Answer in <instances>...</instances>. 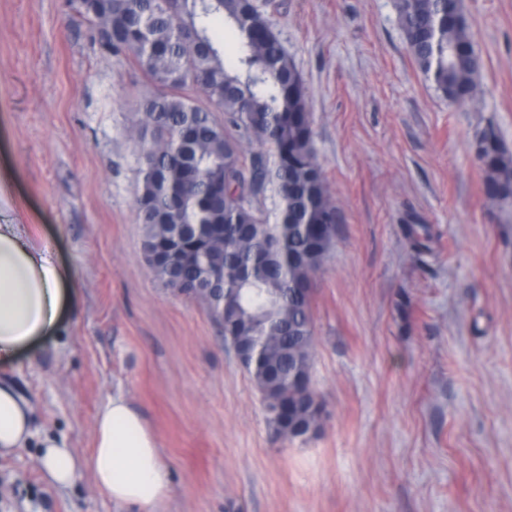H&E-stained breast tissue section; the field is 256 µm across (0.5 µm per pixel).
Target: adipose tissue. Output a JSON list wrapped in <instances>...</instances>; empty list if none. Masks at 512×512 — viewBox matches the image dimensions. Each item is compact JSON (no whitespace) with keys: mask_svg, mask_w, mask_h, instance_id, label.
I'll return each mask as SVG.
<instances>
[{"mask_svg":"<svg viewBox=\"0 0 512 512\" xmlns=\"http://www.w3.org/2000/svg\"><path fill=\"white\" fill-rule=\"evenodd\" d=\"M70 272L35 227L0 211V362L12 360L36 339L58 328L69 293ZM33 407L12 382H0V455L24 447L31 435ZM40 463L58 487L71 486L81 462L64 441L48 438ZM90 467L112 501L140 508L167 494V470L157 440L125 397L109 398L94 425Z\"/></svg>","mask_w":512,"mask_h":512,"instance_id":"1","label":"adipose tissue"}]
</instances>
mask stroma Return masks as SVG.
<instances>
[{
	"label": "stroma",
	"instance_id": "1",
	"mask_svg": "<svg viewBox=\"0 0 512 512\" xmlns=\"http://www.w3.org/2000/svg\"><path fill=\"white\" fill-rule=\"evenodd\" d=\"M258 2L340 212L314 281L320 432L277 439L205 304L147 263L127 130L152 86L64 0H0V179L76 283L58 332L0 365L33 406L28 446L0 456V512H133L88 465L115 393L167 467L150 512H512V221L472 151L490 121L512 153V0H464L483 66L463 108L414 61L396 0ZM410 224L430 230L424 259ZM48 436L83 462L70 488L44 475Z\"/></svg>",
	"mask_w": 512,
	"mask_h": 512
}]
</instances>
